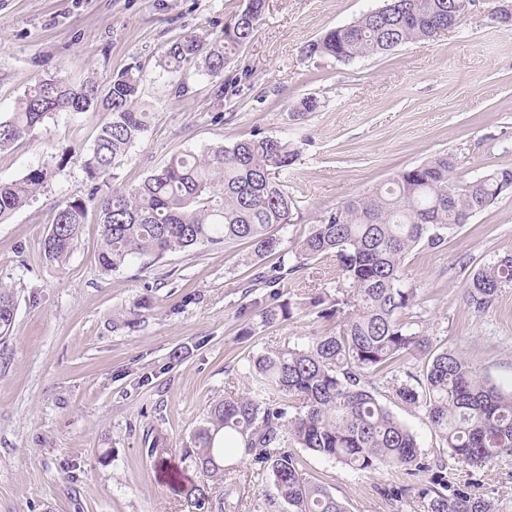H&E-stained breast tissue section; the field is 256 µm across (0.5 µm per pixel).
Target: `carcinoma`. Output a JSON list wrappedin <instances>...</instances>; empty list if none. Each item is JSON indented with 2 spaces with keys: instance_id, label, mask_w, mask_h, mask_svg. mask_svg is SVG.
Segmentation results:
<instances>
[{
  "instance_id": "obj_1",
  "label": "carcinoma",
  "mask_w": 512,
  "mask_h": 512,
  "mask_svg": "<svg viewBox=\"0 0 512 512\" xmlns=\"http://www.w3.org/2000/svg\"><path fill=\"white\" fill-rule=\"evenodd\" d=\"M464 0H384L356 21L326 31L308 43L309 56L349 62L384 54L409 41H432L436 26L458 24L466 16L454 7ZM266 0H246L222 39L187 34L171 42L160 67L176 75L183 64L200 61L218 76L250 41L263 19ZM142 78L118 74L106 94L96 82L73 85L56 76L38 78L14 112L0 117V151L29 135L57 112L100 109L110 115L83 161L96 181L89 196L58 205L44 239V257L66 263L80 228L94 215L100 224L98 263L105 273L135 259H161L169 252L243 241L254 260L277 259L257 279L272 289L259 311L261 323L290 320L310 311L336 320V331L311 336L297 346L265 349L249 359L246 392L227 391L212 402L181 448V466H170L173 449L156 434L146 452L166 474L184 512H239L245 487L226 462L249 457L273 480L290 512H349L344 502L313 481L294 452L304 448L353 471L398 470L405 478L376 486L392 505L408 500L424 512H512L477 491L473 481L452 482L444 459H425L412 431L365 386L366 375L423 362L422 375L394 390L401 402L425 409L435 434L457 465L481 469L512 455V393L487 383L454 352L432 350L407 312L417 305V289L403 276L406 256L419 245L442 248L448 235L485 209L512 183V166L461 180L446 155L396 172L388 184L351 196L298 243L293 263L281 249L279 230L294 223L296 201L280 174L298 159V149L259 132L230 146L176 155L134 187H101L149 127L140 102ZM48 181L35 169L19 180L0 182V219L24 206ZM336 261L344 286L336 294L306 301L282 298L281 282L313 260ZM512 284V254L471 270L464 300L476 313L489 308ZM16 303L0 288V335L12 331Z\"/></svg>"
}]
</instances>
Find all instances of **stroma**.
Segmentation results:
<instances>
[{
  "label": "stroma",
  "mask_w": 512,
  "mask_h": 512,
  "mask_svg": "<svg viewBox=\"0 0 512 512\" xmlns=\"http://www.w3.org/2000/svg\"><path fill=\"white\" fill-rule=\"evenodd\" d=\"M383 0H267L251 42L225 68L236 93L197 63L184 65L185 96L170 93L159 66L169 43L190 32L220 34L245 0H0V116L36 79L51 75L107 90L138 68L149 130L115 170L113 187L139 184L174 154L231 145L254 132L293 143L299 157L281 179L297 202L282 229L291 252L311 224L349 196L397 171L445 154L470 180L512 165V29L490 22L480 0L434 41L349 63L306 57L302 48ZM318 111L294 119L303 97ZM104 112H60L0 152V180L46 168L44 188L0 222V287L16 302L0 339V512H183L145 453V437L182 447L208 404L244 388L250 356L332 332L335 322L299 315L272 325L257 312L268 295L247 243L201 246L102 273L100 226L84 224L65 266L48 262L43 240L57 203L92 189L82 162ZM512 253V191L500 195L437 250L414 248L404 276L417 290L410 314L435 349L462 355L512 392V285L491 307L463 301L469 269ZM336 263L320 259L289 275L284 294L335 293ZM404 372L369 374L367 388L414 433L424 457L446 453L424 409L396 398ZM312 480L349 512H415L375 487L397 471L356 473L300 450ZM246 491L241 512H286L268 474L234 460ZM485 495L512 499V456L483 469L460 467Z\"/></svg>",
  "instance_id": "35a3bbf8"
}]
</instances>
